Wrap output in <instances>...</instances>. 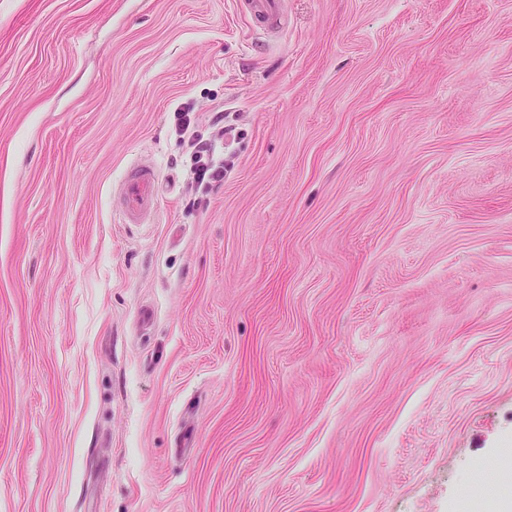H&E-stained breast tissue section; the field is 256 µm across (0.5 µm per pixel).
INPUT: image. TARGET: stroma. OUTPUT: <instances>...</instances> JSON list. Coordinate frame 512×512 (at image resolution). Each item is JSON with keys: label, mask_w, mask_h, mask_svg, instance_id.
I'll use <instances>...</instances> for the list:
<instances>
[{"label": "stroma", "mask_w": 512, "mask_h": 512, "mask_svg": "<svg viewBox=\"0 0 512 512\" xmlns=\"http://www.w3.org/2000/svg\"><path fill=\"white\" fill-rule=\"evenodd\" d=\"M283 6L0 0V512L512 499V0ZM244 14L254 27L277 26L282 23L283 11L281 0H240ZM176 132L183 138L187 137V143L192 149V172L196 189L203 194L212 192L224 184V160L214 158L215 141L223 139L224 113H218L214 122L216 131L210 138L204 139L196 134L190 116V107H182L177 111ZM157 170L149 165H137L126 174L120 186L123 224H141L155 209Z\"/></svg>", "instance_id": "obj_1"}]
</instances>
